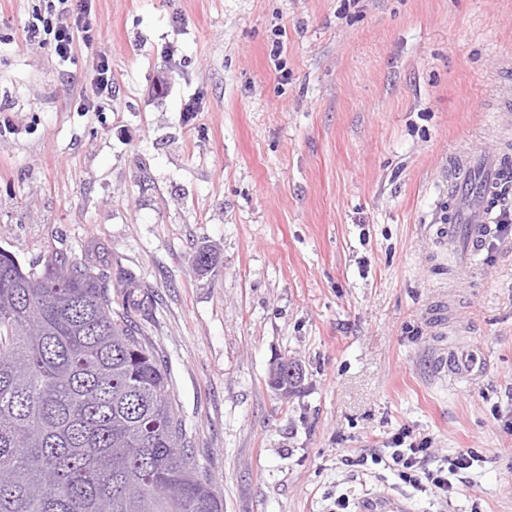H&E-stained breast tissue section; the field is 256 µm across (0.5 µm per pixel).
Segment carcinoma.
<instances>
[{"label":"carcinoma","mask_w":512,"mask_h":512,"mask_svg":"<svg viewBox=\"0 0 512 512\" xmlns=\"http://www.w3.org/2000/svg\"><path fill=\"white\" fill-rule=\"evenodd\" d=\"M0 512H224L167 367L94 267L0 249Z\"/></svg>","instance_id":"cac0c4a2"}]
</instances>
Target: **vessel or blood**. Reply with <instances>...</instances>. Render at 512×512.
<instances>
[{
  "label": "vessel or blood",
  "mask_w": 512,
  "mask_h": 512,
  "mask_svg": "<svg viewBox=\"0 0 512 512\" xmlns=\"http://www.w3.org/2000/svg\"><path fill=\"white\" fill-rule=\"evenodd\" d=\"M510 180L506 154L455 157L448 173V217L437 229L440 238L463 253L478 252L494 232V214L504 202L503 185ZM482 368L483 359L476 354L465 363L447 352L437 359L438 371L455 376H476ZM360 512H410V506L404 498L380 493L363 500Z\"/></svg>",
  "instance_id": "obj_1"
}]
</instances>
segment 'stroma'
Wrapping results in <instances>:
<instances>
[{"mask_svg": "<svg viewBox=\"0 0 512 512\" xmlns=\"http://www.w3.org/2000/svg\"><path fill=\"white\" fill-rule=\"evenodd\" d=\"M39 6L0 0V249L143 300L224 512H512V223L468 259L433 229L453 158L512 144V0H93L65 62ZM101 52L112 96L78 111ZM404 431L485 461L445 500L343 465ZM483 368V358L478 354H471V359L467 363H461L458 357L450 352H444L437 359V369L439 372H448V374L463 377L478 376ZM361 512H409L406 499L390 494L380 493L362 501Z\"/></svg>", "mask_w": 512, "mask_h": 512, "instance_id": "obj_1", "label": "stroma"}]
</instances>
